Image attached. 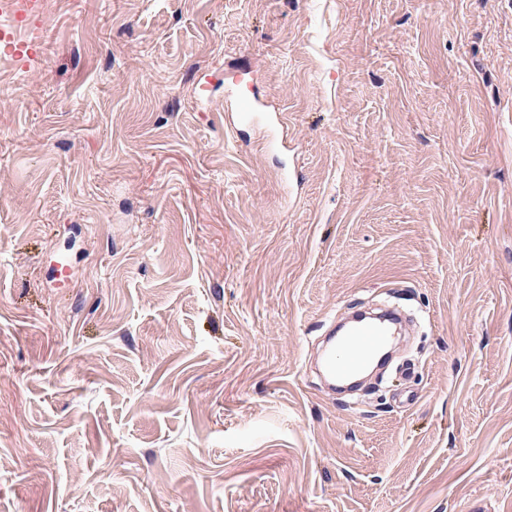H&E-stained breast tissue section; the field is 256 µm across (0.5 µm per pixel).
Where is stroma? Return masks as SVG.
<instances>
[{"label": "stroma", "mask_w": 512, "mask_h": 512, "mask_svg": "<svg viewBox=\"0 0 512 512\" xmlns=\"http://www.w3.org/2000/svg\"><path fill=\"white\" fill-rule=\"evenodd\" d=\"M18 31L0 512H512V0H43ZM228 73L287 150L226 133ZM367 303L414 330L328 395L312 341Z\"/></svg>", "instance_id": "35a3bbf8"}]
</instances>
